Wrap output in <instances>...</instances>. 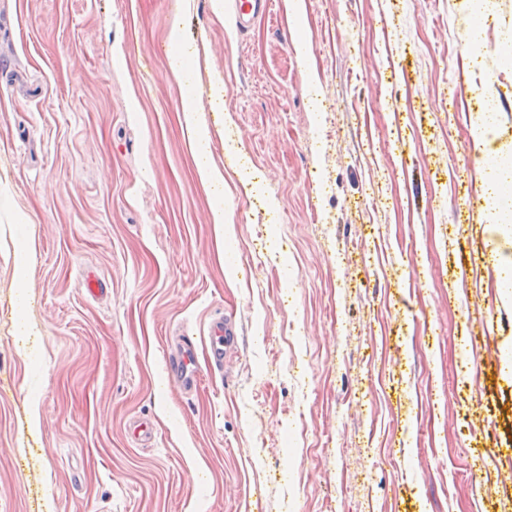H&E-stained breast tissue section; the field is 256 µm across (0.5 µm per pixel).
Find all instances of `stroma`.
<instances>
[{"label":"stroma","instance_id":"1","mask_svg":"<svg viewBox=\"0 0 512 512\" xmlns=\"http://www.w3.org/2000/svg\"><path fill=\"white\" fill-rule=\"evenodd\" d=\"M192 2L189 99L182 0H0V512H512V299L475 284L512 239L472 135L495 98L512 154V0L472 54L469 0H270L244 32ZM221 313L223 373L167 387L170 337L206 358ZM180 123L192 145H199L210 139V129L195 108H184ZM210 220L216 240L224 245V241L231 238L232 220L224 210V202L212 204L210 208ZM207 372L216 373L224 369V358L239 342V332L234 323L218 315L208 328Z\"/></svg>","mask_w":512,"mask_h":512}]
</instances>
